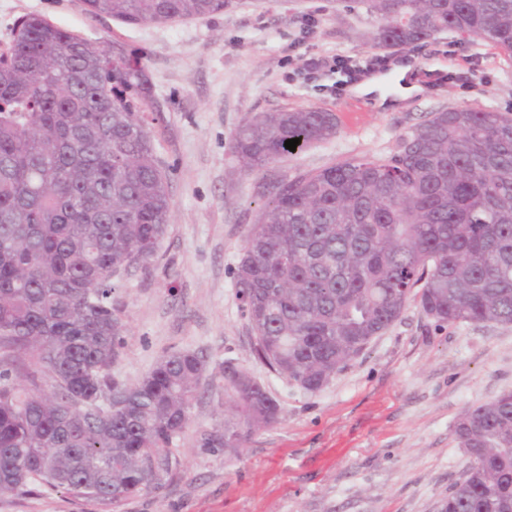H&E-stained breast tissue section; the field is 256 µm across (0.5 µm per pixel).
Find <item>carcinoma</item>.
<instances>
[{
  "mask_svg": "<svg viewBox=\"0 0 512 512\" xmlns=\"http://www.w3.org/2000/svg\"><path fill=\"white\" fill-rule=\"evenodd\" d=\"M232 0H83L127 24L217 14ZM380 47L450 32L512 57V0H357ZM143 63L26 15L0 53V494L43 486L98 512L147 490L190 420L206 371L163 356L134 384L112 376L123 345L115 276L143 269L167 232ZM319 109L265 112L232 153L259 173L336 136ZM255 357L316 393L415 298L437 326L512 324V115L432 113L385 159L363 157L273 187L234 271ZM52 389L41 388L44 376ZM231 412L200 447L239 453L279 404L233 365ZM471 460L440 512H512V391L466 409Z\"/></svg>",
  "mask_w": 512,
  "mask_h": 512,
  "instance_id": "1",
  "label": "carcinoma"
}]
</instances>
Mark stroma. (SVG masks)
Here are the masks:
<instances>
[{
    "instance_id": "obj_1",
    "label": "stroma",
    "mask_w": 512,
    "mask_h": 512,
    "mask_svg": "<svg viewBox=\"0 0 512 512\" xmlns=\"http://www.w3.org/2000/svg\"><path fill=\"white\" fill-rule=\"evenodd\" d=\"M29 14L117 44L151 77L146 107L171 208L155 258L114 294L125 332L113 375L136 382L173 351L207 361L170 470L114 512H438L468 460L453 434L457 418L512 390V325L439 327L412 301L320 391L289 384L255 360L237 295L233 271L262 203V176L240 168L232 137L263 112L321 109L336 114V137L272 164L270 174L386 157L431 113H512V59L451 33L379 47L377 16L347 10L343 0H233L222 13L164 24L97 17L81 0H0V49ZM312 58L385 78L404 64L405 82L419 91L384 107L378 94L353 93L354 79L311 73ZM228 364L251 373L280 407L277 423L253 433L232 461L198 443L224 421ZM89 509L41 488L0 495V512Z\"/></svg>"
}]
</instances>
